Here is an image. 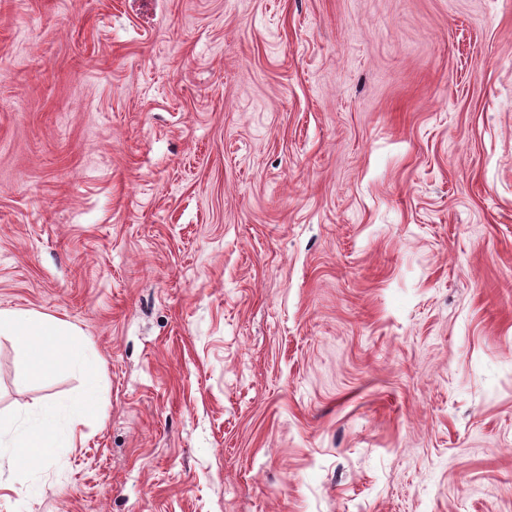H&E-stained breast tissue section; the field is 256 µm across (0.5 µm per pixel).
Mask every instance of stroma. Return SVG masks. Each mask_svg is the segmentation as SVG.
<instances>
[{"label":"stroma","mask_w":512,"mask_h":512,"mask_svg":"<svg viewBox=\"0 0 512 512\" xmlns=\"http://www.w3.org/2000/svg\"><path fill=\"white\" fill-rule=\"evenodd\" d=\"M0 308V512H512V0H0ZM0 336H20L28 354L27 366L32 374H42L52 364L77 366L87 378L80 397L52 403L40 419L14 433L5 447L15 448L12 460L28 468L43 463L58 438V420L63 417L76 425L94 411L99 401L97 366L85 353L81 332L73 325L33 311L0 309Z\"/></svg>","instance_id":"35a3bbf8"}]
</instances>
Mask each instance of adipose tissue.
Wrapping results in <instances>:
<instances>
[{"label":"adipose tissue","instance_id":"adipose-tissue-1","mask_svg":"<svg viewBox=\"0 0 512 512\" xmlns=\"http://www.w3.org/2000/svg\"><path fill=\"white\" fill-rule=\"evenodd\" d=\"M0 336L20 337L32 374H42L48 366L60 364L81 368L87 378L80 397L52 403L36 423L22 431L12 434L0 424V439L8 438L13 462L33 468L42 464L53 448L59 419H67L75 426L96 409L97 366L86 355L81 333L75 326L33 311L0 309Z\"/></svg>","mask_w":512,"mask_h":512}]
</instances>
